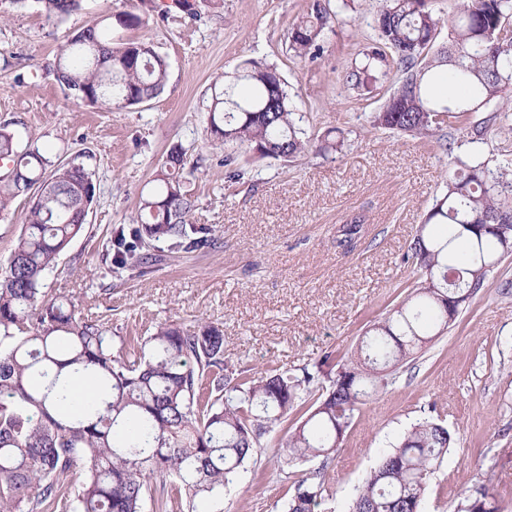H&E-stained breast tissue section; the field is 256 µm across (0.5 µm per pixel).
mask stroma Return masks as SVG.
<instances>
[{
	"label": "stroma",
	"mask_w": 512,
	"mask_h": 512,
	"mask_svg": "<svg viewBox=\"0 0 512 512\" xmlns=\"http://www.w3.org/2000/svg\"><path fill=\"white\" fill-rule=\"evenodd\" d=\"M311 0H224L218 16L163 18L162 0H82L47 19L40 0H0V124L51 160L83 165L97 185L85 229L46 280L82 315L104 316L113 339L145 336L165 322L203 321L224 332L228 359L259 370H294L324 351L353 352L416 280L403 257L454 159L512 160V111L483 141L444 128L429 137L377 127L391 81L351 91L341 75L371 44L381 0H354L326 33L318 58L288 50L287 30ZM123 11L148 22L110 37L154 44L169 63L155 99L121 111L69 100L53 74L76 30ZM276 67L308 137L333 135L341 149L285 163L250 162L225 186V151L210 144L207 89L245 60ZM186 152L190 220L219 229L215 247L180 253L144 277H117L102 262L113 228L135 216L142 193L173 146ZM365 218L351 251L334 243L347 218ZM442 421L453 442L436 465L421 512H454L459 491L485 482L512 512V256L435 344L396 371V381L362 406L328 471L327 512H348L378 457L412 426ZM280 464L273 448L241 469L213 512H279Z\"/></svg>",
	"instance_id": "obj_1"
}]
</instances>
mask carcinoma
I'll list each match as a JSON object with an SVG mask.
<instances>
[{"label":"carcinoma","mask_w":512,"mask_h":512,"mask_svg":"<svg viewBox=\"0 0 512 512\" xmlns=\"http://www.w3.org/2000/svg\"><path fill=\"white\" fill-rule=\"evenodd\" d=\"M48 18L78 10L81 0H40ZM313 0L288 28L289 50L313 59L325 32L348 7ZM223 0H170L161 15L220 14ZM512 0H461L444 20L429 0H382L375 44L360 52L343 75L359 90L396 72L394 89L375 112L378 127L428 136L452 117L474 142L497 113L475 120L493 103L512 101ZM145 18L122 12L94 21L56 55L54 75L67 96L88 106L123 110L159 96L169 64L150 42L114 43L113 24L127 30ZM448 41L438 43L443 29ZM444 75L452 94H432ZM213 143L243 148L256 159L288 162L315 144L296 122L297 106L282 74L247 60L208 88ZM0 215L26 184L30 196L22 230L0 280V512H212L239 471L261 453L265 437L286 424L277 456L288 463L321 459L312 472L285 477L282 512H318L328 467L346 430L368 398L393 383L397 366L448 329L506 256L499 225L512 226V163L495 168L458 160L425 222L417 227L404 261L419 273L411 291L365 332L357 351L336 359L328 350L314 370L260 371L227 360L224 333L214 325L157 326L114 350L99 319L84 317L63 296L48 299L45 280L85 225L96 196L92 175L75 163H55L39 148L20 143L0 125ZM187 160L173 147L154 186L130 224L112 230L104 265L115 274L144 277L159 258L143 253L163 242L169 252H193L218 242L216 230L192 224L195 204L184 190ZM364 233L353 217L336 228L338 245ZM89 375L99 402L78 417L66 406L67 379ZM452 436L441 422L414 425L383 453L364 479L350 512H420L434 467ZM456 512H501L482 486L464 492Z\"/></svg>","instance_id":"obj_1"}]
</instances>
